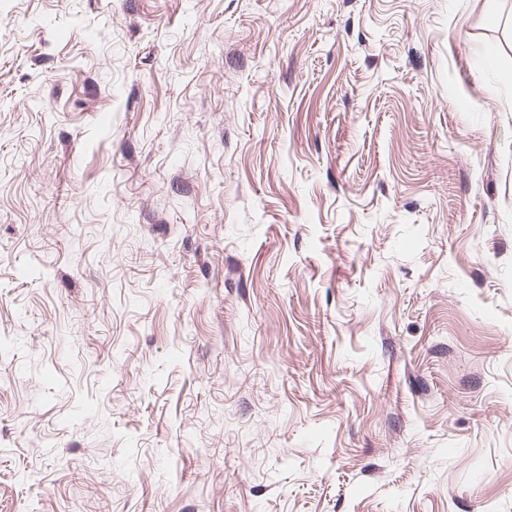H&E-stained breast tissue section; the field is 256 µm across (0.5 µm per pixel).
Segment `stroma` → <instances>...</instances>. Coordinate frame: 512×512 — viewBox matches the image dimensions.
<instances>
[{"label": "stroma", "mask_w": 512, "mask_h": 512, "mask_svg": "<svg viewBox=\"0 0 512 512\" xmlns=\"http://www.w3.org/2000/svg\"><path fill=\"white\" fill-rule=\"evenodd\" d=\"M0 512H512V0H0Z\"/></svg>", "instance_id": "obj_1"}]
</instances>
